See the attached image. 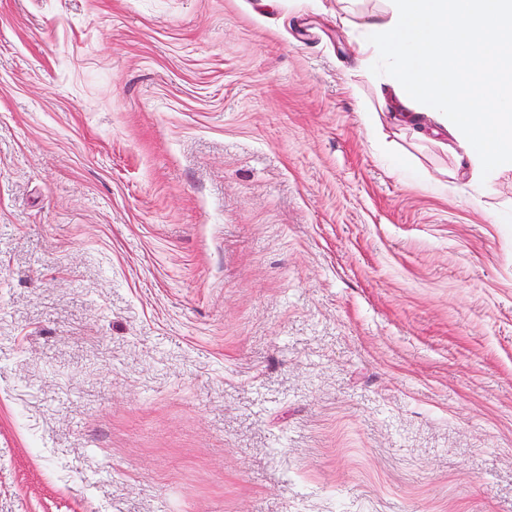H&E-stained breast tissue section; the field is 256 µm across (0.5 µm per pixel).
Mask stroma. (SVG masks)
<instances>
[{"mask_svg": "<svg viewBox=\"0 0 512 512\" xmlns=\"http://www.w3.org/2000/svg\"><path fill=\"white\" fill-rule=\"evenodd\" d=\"M342 15L0 0V512H512V169Z\"/></svg>", "mask_w": 512, "mask_h": 512, "instance_id": "stroma-1", "label": "stroma"}]
</instances>
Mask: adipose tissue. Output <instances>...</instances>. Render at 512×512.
<instances>
[{
    "label": "adipose tissue",
    "instance_id": "obj_1",
    "mask_svg": "<svg viewBox=\"0 0 512 512\" xmlns=\"http://www.w3.org/2000/svg\"><path fill=\"white\" fill-rule=\"evenodd\" d=\"M360 16L359 58L387 62L394 93L430 107L474 175L512 167V0H379Z\"/></svg>",
    "mask_w": 512,
    "mask_h": 512
}]
</instances>
